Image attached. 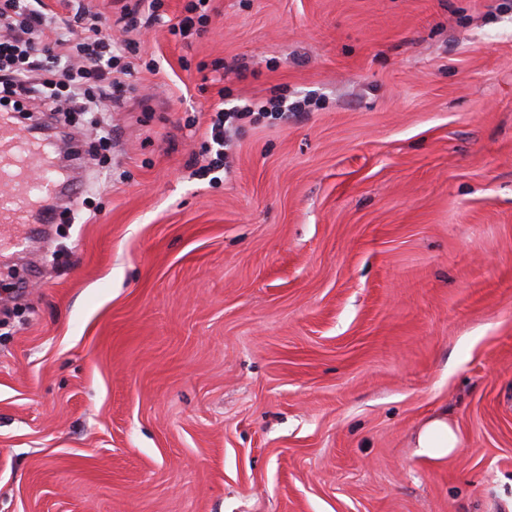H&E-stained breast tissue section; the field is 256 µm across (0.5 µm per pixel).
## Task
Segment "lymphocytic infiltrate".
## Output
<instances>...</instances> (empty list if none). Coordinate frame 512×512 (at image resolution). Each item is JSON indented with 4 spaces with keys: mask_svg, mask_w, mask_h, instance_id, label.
Instances as JSON below:
<instances>
[{
    "mask_svg": "<svg viewBox=\"0 0 512 512\" xmlns=\"http://www.w3.org/2000/svg\"><path fill=\"white\" fill-rule=\"evenodd\" d=\"M85 17L81 6L73 16L59 18L46 11L43 0H0V110L20 112L25 103L35 101L45 112H82L89 101H115L121 77L133 73L125 62L133 47L106 37L76 43ZM306 107V102L292 103L277 95L263 103L216 109L209 125L215 147L209 169L222 165L227 125Z\"/></svg>",
    "mask_w": 512,
    "mask_h": 512,
    "instance_id": "obj_1",
    "label": "lymphocytic infiltrate"
}]
</instances>
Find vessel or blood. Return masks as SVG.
Here are the masks:
<instances>
[{
    "label": "vessel or blood",
    "instance_id": "obj_1",
    "mask_svg": "<svg viewBox=\"0 0 512 512\" xmlns=\"http://www.w3.org/2000/svg\"><path fill=\"white\" fill-rule=\"evenodd\" d=\"M50 156L45 141L23 134L12 113H0V248L17 244L19 228L32 223L44 199L64 195L63 184L48 169ZM36 171L44 182L35 192L30 181Z\"/></svg>",
    "mask_w": 512,
    "mask_h": 512
}]
</instances>
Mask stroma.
Returning <instances> with one entry per match:
<instances>
[{
  "mask_svg": "<svg viewBox=\"0 0 512 512\" xmlns=\"http://www.w3.org/2000/svg\"><path fill=\"white\" fill-rule=\"evenodd\" d=\"M209 5L126 32L110 160L60 117L93 219L0 255V512H512V0ZM191 3L185 6V11L189 15L180 18L177 23L168 25L169 32L176 36L177 33L183 34L185 30L192 29L198 24L203 27L208 21L207 2L204 0H190ZM224 103H221L215 110V115L211 117L209 125L210 138L215 148V157L209 161V163L203 169H201L202 175L209 174L214 169L221 167L222 162L224 163V147H225V130L226 125L232 124L233 122H239L242 120L249 119V121H256L260 116H264L270 113L281 114V116L288 114V112H308L306 107L310 104L308 101L303 100L292 102L288 104L286 96L277 95L268 99L265 103H253L244 102L243 104H236L230 109L226 110L221 107ZM228 111V112H224ZM416 444V448H420V453L425 456L450 457L458 450L459 437L448 420L433 418L428 420L419 431Z\"/></svg>",
  "mask_w": 512,
  "mask_h": 512,
  "instance_id": "1",
  "label": "stroma"
}]
</instances>
